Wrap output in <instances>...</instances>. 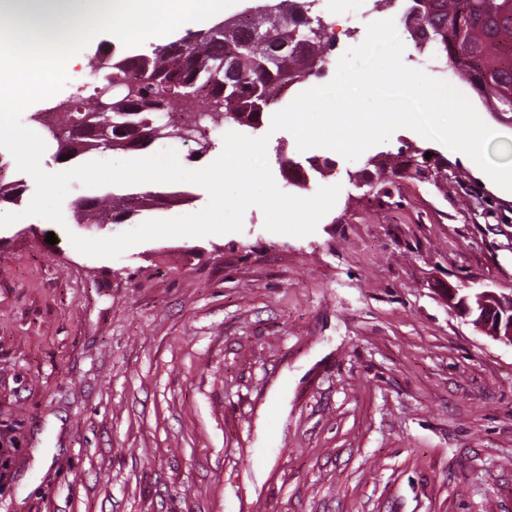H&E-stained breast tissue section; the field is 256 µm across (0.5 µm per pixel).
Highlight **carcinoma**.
<instances>
[{
  "mask_svg": "<svg viewBox=\"0 0 512 512\" xmlns=\"http://www.w3.org/2000/svg\"><path fill=\"white\" fill-rule=\"evenodd\" d=\"M407 16L414 19L411 38L418 52H430L454 63L459 74L491 112H512V0H411ZM326 26L307 14L299 20L276 24L263 16L250 19L236 33L216 40L203 32L155 45L135 55L112 53V82L119 85L121 98L113 102L112 121L159 125L166 114L169 131L171 114L193 111L185 99L189 89L208 100V109L196 113L202 140L214 149L206 131L220 124L256 127L288 87L301 79L318 77L322 65H308L323 58ZM236 57L239 71L234 78L224 75V58ZM53 121H30L56 146L57 158L70 161L104 146L90 138H75L78 122L95 114L84 109L75 93L50 109ZM405 152L382 160L375 170L378 181L365 171L355 173L354 182L373 191L376 184L404 177ZM19 184H0V204H18ZM161 192H139L80 198L73 204L77 224H112L116 215L126 222L151 208Z\"/></svg>",
  "mask_w": 512,
  "mask_h": 512,
  "instance_id": "obj_1",
  "label": "carcinoma"
}]
</instances>
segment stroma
I'll list each match as a JSON object with an SVG mask.
<instances>
[{"instance_id":"obj_1","label":"stroma","mask_w":512,"mask_h":512,"mask_svg":"<svg viewBox=\"0 0 512 512\" xmlns=\"http://www.w3.org/2000/svg\"><path fill=\"white\" fill-rule=\"evenodd\" d=\"M365 0H314L331 46L321 77L361 44ZM95 36L57 95L92 94ZM408 67L471 89L405 41ZM271 114L281 160H335L340 185L313 234L270 232L250 207L238 233L146 241L115 259L105 238L195 213L207 191L126 224L41 217L0 228V512H512V347L454 311L441 288L512 293V192L461 152L410 129L365 157L301 151ZM440 167L376 194L355 189L366 157L407 145ZM57 242L49 244L47 233Z\"/></svg>"}]
</instances>
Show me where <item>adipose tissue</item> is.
Instances as JSON below:
<instances>
[{"instance_id": "ef3b65f1", "label": "adipose tissue", "mask_w": 512, "mask_h": 512, "mask_svg": "<svg viewBox=\"0 0 512 512\" xmlns=\"http://www.w3.org/2000/svg\"><path fill=\"white\" fill-rule=\"evenodd\" d=\"M232 0H0L15 17L0 31V112L50 94L45 61L69 51L75 37L111 22L121 34L141 38L175 31L223 14Z\"/></svg>"}]
</instances>
